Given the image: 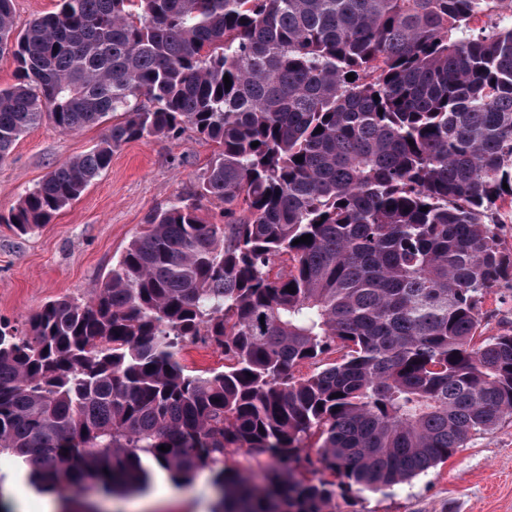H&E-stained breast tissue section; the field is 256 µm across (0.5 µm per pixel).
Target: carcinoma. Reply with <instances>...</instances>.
Here are the masks:
<instances>
[{
  "label": "carcinoma",
  "mask_w": 512,
  "mask_h": 512,
  "mask_svg": "<svg viewBox=\"0 0 512 512\" xmlns=\"http://www.w3.org/2000/svg\"><path fill=\"white\" fill-rule=\"evenodd\" d=\"M502 2L59 0L18 30L0 0V161L44 118L122 116L1 224L49 223L127 142L218 146L87 299L0 323V452L59 512L145 492L154 464L176 486L209 469L212 512H332L336 489L407 483L512 418V330L478 333L512 283ZM198 343L224 369H187Z\"/></svg>",
  "instance_id": "carcinoma-1"
}]
</instances>
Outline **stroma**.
<instances>
[{
	"mask_svg": "<svg viewBox=\"0 0 512 512\" xmlns=\"http://www.w3.org/2000/svg\"><path fill=\"white\" fill-rule=\"evenodd\" d=\"M107 129L64 132L46 119L33 125L0 162V214ZM215 149L189 130L125 143L49 224L24 236L0 224V317L22 329L48 301L87 298L149 214L196 192ZM210 490L211 474L200 470L190 485L171 488L157 512H199ZM336 512H512V419L411 482L376 494L337 492Z\"/></svg>",
	"mask_w": 512,
	"mask_h": 512,
	"instance_id": "35a3bbf8",
	"label": "stroma"
}]
</instances>
